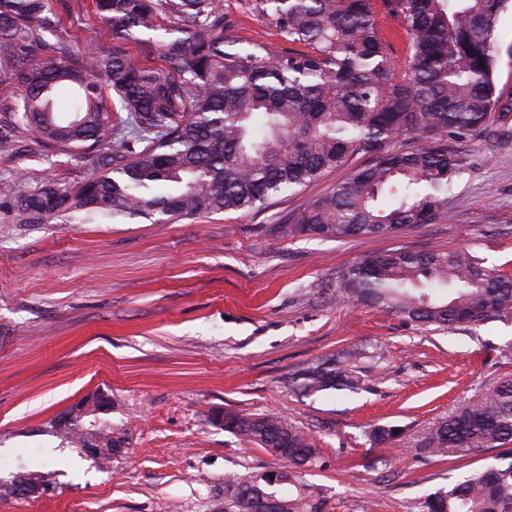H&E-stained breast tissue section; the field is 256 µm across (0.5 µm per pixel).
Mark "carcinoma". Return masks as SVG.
Returning <instances> with one entry per match:
<instances>
[{
  "mask_svg": "<svg viewBox=\"0 0 512 512\" xmlns=\"http://www.w3.org/2000/svg\"><path fill=\"white\" fill-rule=\"evenodd\" d=\"M48 0H0V70L19 93L10 112L61 150L98 148L101 173L76 190L47 182L20 200L42 219L67 211L146 214L171 222L221 211H258L346 166L352 174L307 205L288 233L338 240L379 237L448 220V191L463 159L448 141H512V90L498 86L497 23L512 0H251V12L292 48L250 44L216 0H95L111 45L74 53L49 38L60 18ZM404 63L393 57L396 28ZM144 43L166 66L133 61ZM73 88L70 108L54 90ZM116 102L115 109L107 99ZM118 116H113V113ZM125 116H119V113ZM402 136L414 141L396 148ZM363 158L372 162L361 167ZM336 298L394 311L438 329L512 317V277L462 251L386 250L336 272ZM362 352L322 357L294 373L304 396L361 388ZM224 430L288 462L231 478L225 512H324L305 479L321 455L285 418L224 414ZM377 425L371 441L396 440ZM112 459L123 441L75 435ZM496 449L448 489L421 495L419 512H512V377L438 420L423 450Z\"/></svg>",
  "mask_w": 512,
  "mask_h": 512,
  "instance_id": "1",
  "label": "carcinoma"
}]
</instances>
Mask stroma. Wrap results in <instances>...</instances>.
<instances>
[{
	"label": "stroma",
	"mask_w": 512,
	"mask_h": 512,
	"mask_svg": "<svg viewBox=\"0 0 512 512\" xmlns=\"http://www.w3.org/2000/svg\"><path fill=\"white\" fill-rule=\"evenodd\" d=\"M218 0L241 35L282 46L249 9ZM58 38L109 46L92 0H49ZM0 512H224V479L282 470L283 460L215 425L220 412L274 413L321 451L307 481L326 512H411L424 490L484 453H425L428 428L512 375V318L475 330L428 331L396 313L336 299V272L386 249L468 250L512 274V142H452L463 168L448 221L377 238L289 235L285 220L350 174L327 173L261 212L175 223L58 214L30 220L18 197L47 180L74 189L99 169L96 151L44 145L0 112ZM358 350L361 390L305 398L291 375ZM101 398L79 433L122 439L107 463L60 433L57 420ZM397 427L377 444L373 426ZM380 456L385 468H372ZM45 477L17 494L20 474Z\"/></svg>",
	"instance_id": "1"
}]
</instances>
